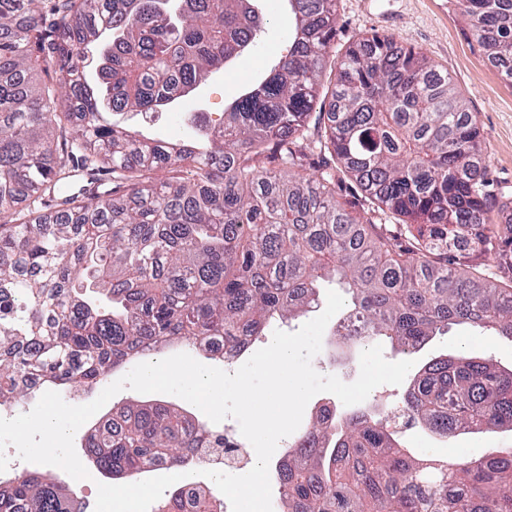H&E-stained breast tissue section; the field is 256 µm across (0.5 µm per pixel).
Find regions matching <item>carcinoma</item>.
Instances as JSON below:
<instances>
[{
	"label": "carcinoma",
	"instance_id": "1",
	"mask_svg": "<svg viewBox=\"0 0 512 512\" xmlns=\"http://www.w3.org/2000/svg\"><path fill=\"white\" fill-rule=\"evenodd\" d=\"M288 52L192 145L156 141L106 115L165 112L253 46L255 0H0V406L28 383L85 387L151 340L232 348L345 288L352 346L404 354L453 324L512 341V284L464 269L472 253L512 273V205L489 194L478 120L448 71L374 34L345 54L325 112L317 87L336 0H280ZM487 59L512 80V0H456ZM56 66L57 87L31 71ZM81 165L107 178L64 198ZM184 166L197 169L186 183ZM314 170V176L305 174ZM349 176L394 224L363 222L336 197ZM497 208L500 222H488ZM461 239L465 251L451 252ZM404 401L446 438L512 426V373L433 361ZM188 413L134 401L86 436L104 474L155 458L190 465ZM279 512H512V448L428 460L382 418L327 407L278 462ZM217 512L193 483L158 512ZM0 512H81L78 494L23 472Z\"/></svg>",
	"mask_w": 512,
	"mask_h": 512
}]
</instances>
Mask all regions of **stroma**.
Instances as JSON below:
<instances>
[{
	"mask_svg": "<svg viewBox=\"0 0 512 512\" xmlns=\"http://www.w3.org/2000/svg\"><path fill=\"white\" fill-rule=\"evenodd\" d=\"M259 7L269 12L272 20L258 33L250 54L208 78L195 96L181 100L174 111L181 118L179 124L170 121L174 113L159 112L133 117L132 126L149 137L167 141L193 139L194 131L187 120L194 112L203 113L209 125H222L228 102L260 80L269 65L288 51L290 16L273 11L270 0H261ZM374 33L395 37L448 70L480 124L492 194L500 201L512 199V83L487 60L456 0H337L336 37L320 78L319 94L330 90L347 48L360 37ZM439 355L491 359L500 368L512 369V341L492 331L474 333L449 326L421 352L420 358L426 361ZM404 440L418 454L452 461L478 458L495 448H512V431L496 429L441 441L420 427L405 433Z\"/></svg>",
	"mask_w": 512,
	"mask_h": 512,
	"instance_id": "stroma-1",
	"label": "stroma"
}]
</instances>
